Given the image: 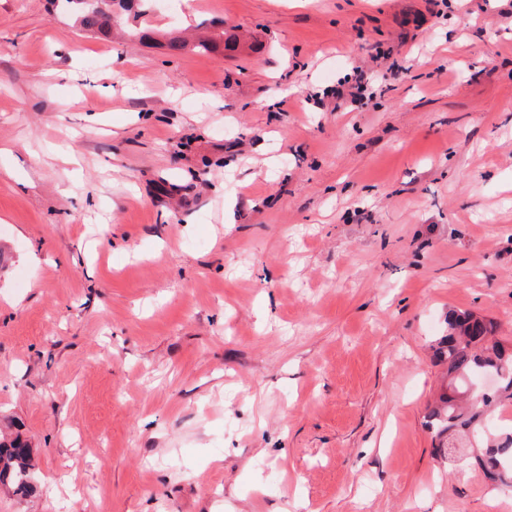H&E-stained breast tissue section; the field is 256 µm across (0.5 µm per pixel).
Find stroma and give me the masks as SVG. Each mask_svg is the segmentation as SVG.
Returning a JSON list of instances; mask_svg holds the SVG:
<instances>
[{
    "mask_svg": "<svg viewBox=\"0 0 512 512\" xmlns=\"http://www.w3.org/2000/svg\"><path fill=\"white\" fill-rule=\"evenodd\" d=\"M452 309L512 349V0H0V512H512ZM79 3L84 6L93 7L96 10H112L111 0H81ZM96 10H83L78 11L77 21L79 19V25L81 28L86 30H97L103 35H109L111 33L110 28L112 27L111 21L102 12ZM111 13V12H110ZM495 328L491 320L471 313L448 312V336L438 342L437 354L441 362L448 364V388L460 396L442 398V405L432 411L428 426L447 438L448 461L474 459L489 479L511 485L512 433L492 438L481 453L473 450L469 439L470 435L475 437L502 398H512V353L493 340ZM481 371L493 373L499 379L498 390L490 396L469 392V382ZM456 381L463 384L464 390H458ZM467 394V406L462 407L459 401ZM31 451L19 436L0 438V485L16 492H28L33 486Z\"/></svg>",
    "mask_w": 512,
    "mask_h": 512,
    "instance_id": "35a3bbf8",
    "label": "stroma"
}]
</instances>
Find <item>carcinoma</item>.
Masks as SVG:
<instances>
[{
    "label": "carcinoma",
    "instance_id": "cac0c4a2",
    "mask_svg": "<svg viewBox=\"0 0 512 512\" xmlns=\"http://www.w3.org/2000/svg\"><path fill=\"white\" fill-rule=\"evenodd\" d=\"M80 27L110 34L111 21L102 12H78ZM495 324L471 313L448 312V335L438 342L437 354L448 364L449 389L469 396L467 406L445 396L435 408L429 427L448 441V461L473 459L493 481L512 483V433L492 438L483 452L473 450L469 436L503 398H512V353L493 340ZM0 485L24 493L33 486L31 451L20 437L0 438Z\"/></svg>",
    "mask_w": 512,
    "mask_h": 512
}]
</instances>
